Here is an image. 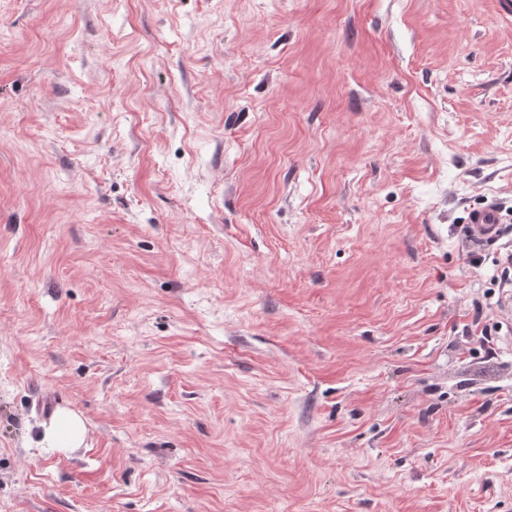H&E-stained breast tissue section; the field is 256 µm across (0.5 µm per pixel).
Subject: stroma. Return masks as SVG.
Returning <instances> with one entry per match:
<instances>
[{
  "instance_id": "1",
  "label": "stroma",
  "mask_w": 512,
  "mask_h": 512,
  "mask_svg": "<svg viewBox=\"0 0 512 512\" xmlns=\"http://www.w3.org/2000/svg\"><path fill=\"white\" fill-rule=\"evenodd\" d=\"M511 251L495 0H0V512H512ZM467 237L475 242L497 241L501 237V215L498 205L485 201L468 210L465 219ZM86 427L83 419L71 412H60L44 428L42 448L69 450L78 448L84 440Z\"/></svg>"
}]
</instances>
